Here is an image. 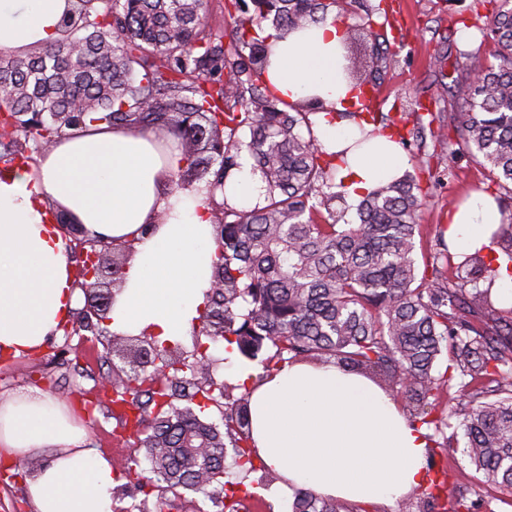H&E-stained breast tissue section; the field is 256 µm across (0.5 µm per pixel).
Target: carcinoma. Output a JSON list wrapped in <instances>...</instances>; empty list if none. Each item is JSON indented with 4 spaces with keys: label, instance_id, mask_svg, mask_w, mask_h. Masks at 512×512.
I'll return each instance as SVG.
<instances>
[{
    "label": "carcinoma",
    "instance_id": "carcinoma-1",
    "mask_svg": "<svg viewBox=\"0 0 512 512\" xmlns=\"http://www.w3.org/2000/svg\"><path fill=\"white\" fill-rule=\"evenodd\" d=\"M473 0L471 26L492 38L493 60L454 80L460 111L436 139L453 157L467 154L495 185L512 195V0H500L482 21ZM337 0H259L237 25L235 37L205 32L208 0H72L53 42L17 54L0 51V112L42 113L44 124L103 122L176 139L174 189L205 185L204 204L220 206L221 247L214 277L224 283L207 295L191 331V346L161 343L144 333L112 335V347L159 350L147 369L122 367L112 403L139 441L118 480L143 498L128 512H167L168 494H200L215 512H241L235 488L257 470L265 488L281 480L254 464L248 400L228 385L214 388L224 351L258 362L264 372L312 359L381 379L409 419L431 430L428 453L461 451L480 481L512 491V306L498 308L494 285L501 263H512V232L493 234L503 258L450 248L439 231L436 250L419 274L415 233L425 194L405 173L380 184L348 211L336 154L317 143L311 106L280 97L267 79L272 55L266 38L247 36L246 25L284 35L323 21ZM364 39L344 31L343 71L354 89L369 80L374 57ZM357 122L360 148L386 131L406 143L395 123L361 112H338ZM43 139L25 126L0 144V163L15 164L20 147L37 150ZM260 183L259 200L242 206L226 196L244 169ZM340 203V208L333 207ZM135 253L132 241L112 242V293L122 289ZM271 350L273 354L262 357ZM456 390L453 411L434 412L432 398ZM464 447H458V434ZM233 456L242 477L226 479ZM469 489L447 491L433 480L414 488L398 512H472ZM291 512H365L359 504L324 499L309 488L294 492Z\"/></svg>",
    "mask_w": 512,
    "mask_h": 512
}]
</instances>
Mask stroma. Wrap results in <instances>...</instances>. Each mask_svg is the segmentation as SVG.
Segmentation results:
<instances>
[{"instance_id":"obj_1","label":"stroma","mask_w":512,"mask_h":512,"mask_svg":"<svg viewBox=\"0 0 512 512\" xmlns=\"http://www.w3.org/2000/svg\"><path fill=\"white\" fill-rule=\"evenodd\" d=\"M379 6L373 32L375 50L382 56L398 53L397 63L375 67L367 95L377 115L404 118L407 128L428 127L430 117L456 109L450 75L491 60L494 43L475 29L464 28L472 0H346L344 21L355 25L364 17V4ZM407 172H416L419 153H426L429 171L418 172L429 197L419 222L416 258L425 262L441 224L454 206L470 192L488 187L485 170L468 157L449 158L434 137L425 143L409 140L404 146ZM111 363L101 344L85 337L58 335L38 354L10 362L0 361V398L23 388H38L68 406L83 425L87 444L112 461L134 452L129 436L112 413L110 398L100 394L105 380L113 379ZM436 466L446 467L449 486H465L477 504L476 512H512V493L478 484L463 454L437 453Z\"/></svg>"}]
</instances>
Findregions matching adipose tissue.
I'll return each instance as SVG.
<instances>
[{
	"label": "adipose tissue",
	"mask_w": 512,
	"mask_h": 512,
	"mask_svg": "<svg viewBox=\"0 0 512 512\" xmlns=\"http://www.w3.org/2000/svg\"><path fill=\"white\" fill-rule=\"evenodd\" d=\"M68 0H0V50L43 45L58 36ZM343 30L332 20L285 36L271 35L270 82L289 100L319 96L315 133L337 153L351 197L404 168L398 143L381 134L352 147L356 123L327 121L344 111L353 91L343 78ZM178 148L160 155L151 132L103 123L67 131L28 170L0 166V359L39 349L59 333L76 305L63 234L50 221L59 211L90 238L134 240L136 254L110 315L111 332H148L178 341L196 324L211 286L214 228L200 189L173 191L169 172ZM496 207L480 194L451 216L458 252L491 249ZM249 390L253 450L281 476L283 487L323 497L392 504L428 477L429 442L400 403L358 373L293 363L265 379L239 368ZM69 409L37 389L0 401V461L33 457L26 479L34 512H113L112 461L85 447Z\"/></svg>",
	"instance_id": "obj_1"
}]
</instances>
